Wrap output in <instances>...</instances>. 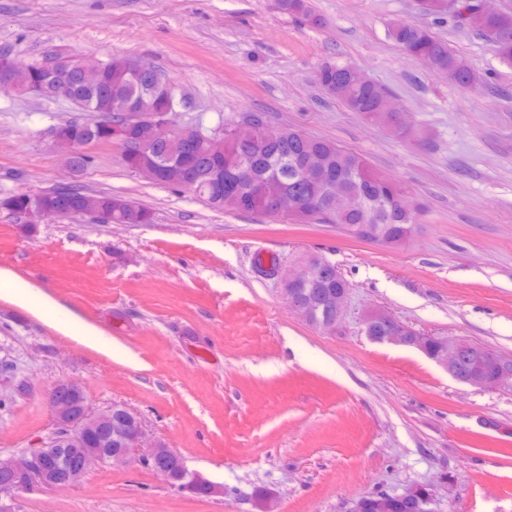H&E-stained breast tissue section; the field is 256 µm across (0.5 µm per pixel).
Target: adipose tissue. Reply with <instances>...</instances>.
Instances as JSON below:
<instances>
[{
	"label": "adipose tissue",
	"mask_w": 512,
	"mask_h": 512,
	"mask_svg": "<svg viewBox=\"0 0 512 512\" xmlns=\"http://www.w3.org/2000/svg\"><path fill=\"white\" fill-rule=\"evenodd\" d=\"M0 294L17 305L28 308L37 317L49 321L79 342L102 349L110 357L123 358L127 355L123 347L102 336L93 325L67 312L48 295L36 291L28 281L17 275L0 271Z\"/></svg>",
	"instance_id": "adipose-tissue-1"
}]
</instances>
